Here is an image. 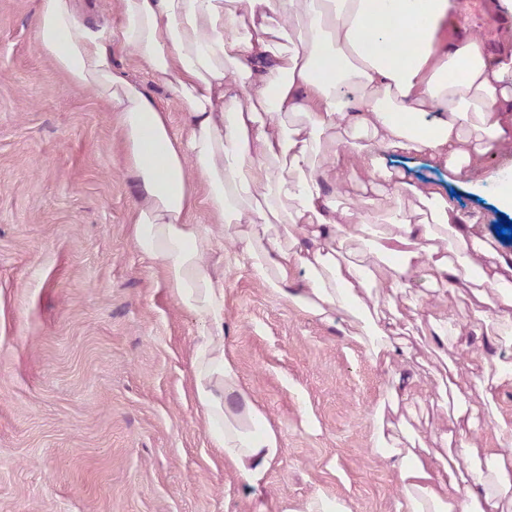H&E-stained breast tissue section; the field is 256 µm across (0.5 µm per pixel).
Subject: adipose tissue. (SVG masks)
I'll use <instances>...</instances> for the list:
<instances>
[{"label": "adipose tissue", "instance_id": "adipose-tissue-1", "mask_svg": "<svg viewBox=\"0 0 512 512\" xmlns=\"http://www.w3.org/2000/svg\"><path fill=\"white\" fill-rule=\"evenodd\" d=\"M447 19L457 39L444 46ZM488 26L459 0H121L116 26L85 20L81 0H42L41 54L118 116L139 186L136 247L198 319V414L253 491L283 448L224 341L213 256L225 241L237 268L340 324L387 375L423 346L440 358L432 403L445 417L426 435L411 426L414 390L390 388L369 414V448L394 470L399 512H512V417L494 409L512 363L463 368L446 353L470 336L454 298L488 341L512 335V262L440 189L385 163L419 153L476 170L512 146V40L484 42ZM116 44L169 90L184 133L114 67ZM484 417L490 448L472 437Z\"/></svg>", "mask_w": 512, "mask_h": 512}]
</instances>
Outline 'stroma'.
<instances>
[{
	"mask_svg": "<svg viewBox=\"0 0 512 512\" xmlns=\"http://www.w3.org/2000/svg\"><path fill=\"white\" fill-rule=\"evenodd\" d=\"M40 2L0 0V512H277L318 492L349 512H395L393 470L367 445L389 378L246 269L226 272L225 334L282 434L262 501L211 448L193 397L198 321L136 249L119 132L42 56ZM114 62L182 132L167 89L129 53ZM401 168L512 256L493 225L512 148L460 176L423 155Z\"/></svg>",
	"mask_w": 512,
	"mask_h": 512,
	"instance_id": "1",
	"label": "stroma"
}]
</instances>
